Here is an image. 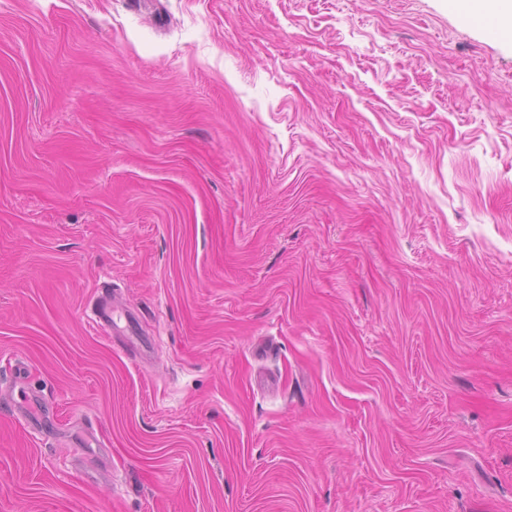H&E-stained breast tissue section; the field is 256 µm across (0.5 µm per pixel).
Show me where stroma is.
<instances>
[{"label":"stroma","mask_w":512,"mask_h":512,"mask_svg":"<svg viewBox=\"0 0 512 512\" xmlns=\"http://www.w3.org/2000/svg\"><path fill=\"white\" fill-rule=\"evenodd\" d=\"M0 512H512V39L0 0Z\"/></svg>","instance_id":"1"}]
</instances>
